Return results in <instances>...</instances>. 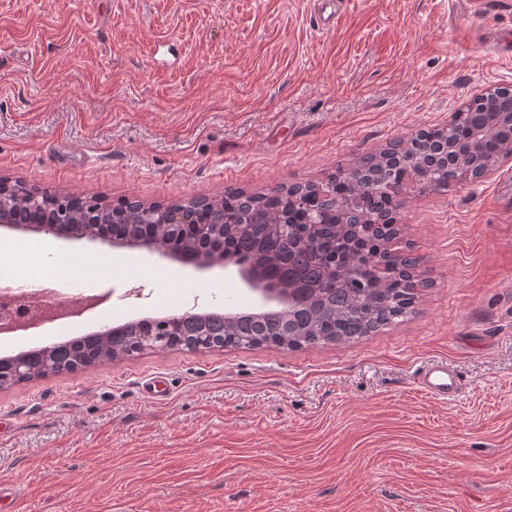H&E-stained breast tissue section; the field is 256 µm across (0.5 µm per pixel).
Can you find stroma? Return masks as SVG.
Wrapping results in <instances>:
<instances>
[{
    "mask_svg": "<svg viewBox=\"0 0 512 512\" xmlns=\"http://www.w3.org/2000/svg\"><path fill=\"white\" fill-rule=\"evenodd\" d=\"M512 0H0V177L167 205L320 181L512 88ZM412 313L302 348H166L0 388V512H512V159L407 195ZM57 298L83 317L0 359L252 298L236 276L98 240ZM447 366L443 399L421 374ZM423 388L430 394L446 399L458 389V379L448 368L432 366L421 377Z\"/></svg>",
    "mask_w": 512,
    "mask_h": 512,
    "instance_id": "35a3bbf8",
    "label": "stroma"
}]
</instances>
